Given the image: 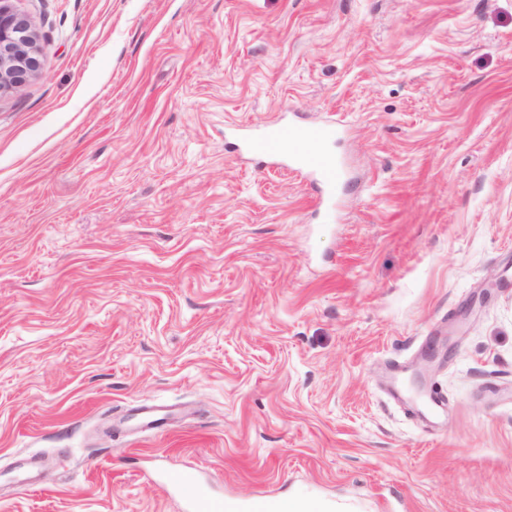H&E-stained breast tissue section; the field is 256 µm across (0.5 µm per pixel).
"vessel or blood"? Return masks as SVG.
I'll return each mask as SVG.
<instances>
[{
    "mask_svg": "<svg viewBox=\"0 0 512 512\" xmlns=\"http://www.w3.org/2000/svg\"><path fill=\"white\" fill-rule=\"evenodd\" d=\"M331 127L304 121H281L261 133L246 134L245 152L252 158L279 160L313 174L321 186L318 201L334 203L340 164L328 149ZM169 480L187 503L189 512H296L295 501L259 496L248 502L226 501L207 495L195 475L170 474Z\"/></svg>",
    "mask_w": 512,
    "mask_h": 512,
    "instance_id": "vessel-or-blood-1",
    "label": "vessel or blood"
}]
</instances>
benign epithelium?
Instances as JSON below:
<instances>
[{"instance_id":"obj_1","label":"benign epithelium","mask_w":512,"mask_h":512,"mask_svg":"<svg viewBox=\"0 0 512 512\" xmlns=\"http://www.w3.org/2000/svg\"><path fill=\"white\" fill-rule=\"evenodd\" d=\"M40 69L33 20L11 0H0V93L26 83Z\"/></svg>"}]
</instances>
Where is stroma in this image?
<instances>
[{
    "label": "stroma",
    "instance_id": "stroma-1",
    "mask_svg": "<svg viewBox=\"0 0 512 512\" xmlns=\"http://www.w3.org/2000/svg\"><path fill=\"white\" fill-rule=\"evenodd\" d=\"M14 2L0 512H512V0ZM294 113L332 208L225 137ZM11 2L0 1V93L26 83L41 69L33 20ZM169 481L187 503L190 512H297L307 508L280 497L259 496L248 502L224 501L207 495L194 474L170 473Z\"/></svg>",
    "mask_w": 512,
    "mask_h": 512
}]
</instances>
